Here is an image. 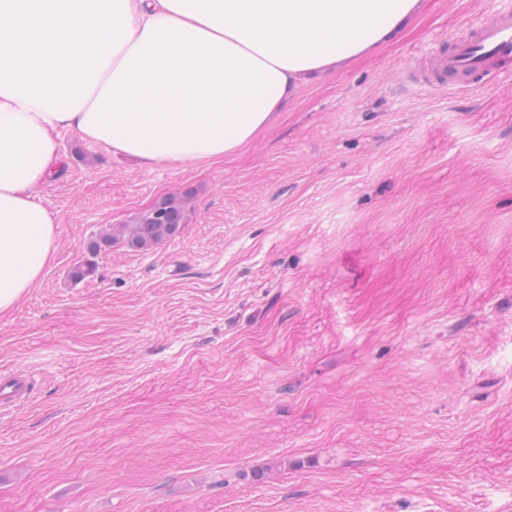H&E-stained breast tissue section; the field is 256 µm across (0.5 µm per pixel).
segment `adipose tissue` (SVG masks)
Returning a JSON list of instances; mask_svg holds the SVG:
<instances>
[{
	"label": "adipose tissue",
	"mask_w": 512,
	"mask_h": 512,
	"mask_svg": "<svg viewBox=\"0 0 512 512\" xmlns=\"http://www.w3.org/2000/svg\"><path fill=\"white\" fill-rule=\"evenodd\" d=\"M421 0H0V313L55 251L38 191L72 130L147 164L221 159Z\"/></svg>",
	"instance_id": "obj_1"
}]
</instances>
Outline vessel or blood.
Here are the masks:
<instances>
[{
    "label": "vessel or blood",
    "mask_w": 512,
    "mask_h": 512,
    "mask_svg": "<svg viewBox=\"0 0 512 512\" xmlns=\"http://www.w3.org/2000/svg\"><path fill=\"white\" fill-rule=\"evenodd\" d=\"M512 61V9L501 8L476 34L457 41L448 54L435 57L440 80H473L485 71Z\"/></svg>",
    "instance_id": "obj_1"
}]
</instances>
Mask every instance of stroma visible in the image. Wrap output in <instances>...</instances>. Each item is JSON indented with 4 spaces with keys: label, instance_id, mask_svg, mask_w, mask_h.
Returning a JSON list of instances; mask_svg holds the SVG:
<instances>
[{
    "label": "stroma",
    "instance_id": "35a3bbf8",
    "mask_svg": "<svg viewBox=\"0 0 512 512\" xmlns=\"http://www.w3.org/2000/svg\"><path fill=\"white\" fill-rule=\"evenodd\" d=\"M497 5L424 0L221 160L58 132L0 512H512V72L410 77ZM171 193L176 237L91 254Z\"/></svg>",
    "mask_w": 512,
    "mask_h": 512
}]
</instances>
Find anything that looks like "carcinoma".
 <instances>
[{
	"mask_svg": "<svg viewBox=\"0 0 512 512\" xmlns=\"http://www.w3.org/2000/svg\"><path fill=\"white\" fill-rule=\"evenodd\" d=\"M188 216L186 197L176 194L163 196L137 213L129 223L118 224L100 236L92 246V254L111 248L118 240L133 251H150L179 233L182 225L188 222Z\"/></svg>",
	"mask_w": 512,
	"mask_h": 512,
	"instance_id": "1",
	"label": "carcinoma"
}]
</instances>
